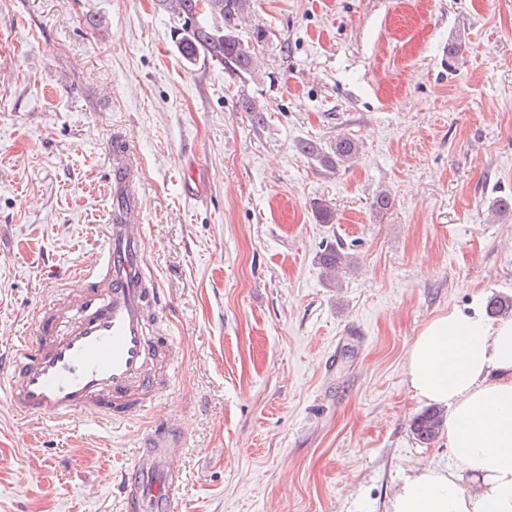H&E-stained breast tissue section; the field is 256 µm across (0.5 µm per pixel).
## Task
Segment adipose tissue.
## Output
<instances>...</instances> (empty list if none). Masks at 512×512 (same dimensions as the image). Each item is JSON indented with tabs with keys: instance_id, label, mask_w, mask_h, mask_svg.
I'll return each mask as SVG.
<instances>
[{
	"instance_id": "1",
	"label": "adipose tissue",
	"mask_w": 512,
	"mask_h": 512,
	"mask_svg": "<svg viewBox=\"0 0 512 512\" xmlns=\"http://www.w3.org/2000/svg\"><path fill=\"white\" fill-rule=\"evenodd\" d=\"M408 388L446 407L454 464H422L388 512H512V317L451 309L430 319L406 356Z\"/></svg>"
}]
</instances>
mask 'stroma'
<instances>
[{
    "instance_id": "obj_1",
    "label": "stroma",
    "mask_w": 512,
    "mask_h": 512,
    "mask_svg": "<svg viewBox=\"0 0 512 512\" xmlns=\"http://www.w3.org/2000/svg\"><path fill=\"white\" fill-rule=\"evenodd\" d=\"M178 25L158 0H0V356L81 288L125 150L163 299L147 331L174 358L122 424L23 418L0 379V512H123L160 417L178 512H388L412 468L453 462L411 432L413 337L512 299V0H253L242 79L188 64ZM343 136L359 153L334 171L299 150ZM330 246L354 258L335 281Z\"/></svg>"
}]
</instances>
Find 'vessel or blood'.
I'll list each match as a JSON object with an SVG mask.
<instances>
[{"mask_svg": "<svg viewBox=\"0 0 512 512\" xmlns=\"http://www.w3.org/2000/svg\"><path fill=\"white\" fill-rule=\"evenodd\" d=\"M127 155L115 157L112 199L120 222L107 225L104 243L85 286L61 293L42 307L34 334L15 336L11 355L0 362L11 405L26 417L65 420L75 413L92 419L125 421L155 403L159 373L147 368L158 349L147 334L153 301L144 277L140 209L129 184ZM182 444L170 420L147 434L139 457L123 477L125 512H175L182 484L177 464Z\"/></svg>", "mask_w": 512, "mask_h": 512, "instance_id": "1", "label": "vessel or blood"}]
</instances>
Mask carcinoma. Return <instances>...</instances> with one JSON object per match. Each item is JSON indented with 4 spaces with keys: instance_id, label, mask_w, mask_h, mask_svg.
Listing matches in <instances>:
<instances>
[{
    "instance_id": "obj_1",
    "label": "carcinoma",
    "mask_w": 512,
    "mask_h": 512,
    "mask_svg": "<svg viewBox=\"0 0 512 512\" xmlns=\"http://www.w3.org/2000/svg\"><path fill=\"white\" fill-rule=\"evenodd\" d=\"M181 21L179 51L183 58L195 63L204 58L224 66L240 79L254 71L252 53L242 44L238 26L250 12L251 0H159ZM300 151L323 167L336 169L358 155L359 146L350 138H338L330 150L324 151L313 141H305ZM320 264L329 272L351 266L348 252L334 246L324 250ZM487 315L497 317L512 312V300L491 298ZM444 415L437 408L420 413L413 422L412 433L421 443L435 440L443 430Z\"/></svg>"
}]
</instances>
